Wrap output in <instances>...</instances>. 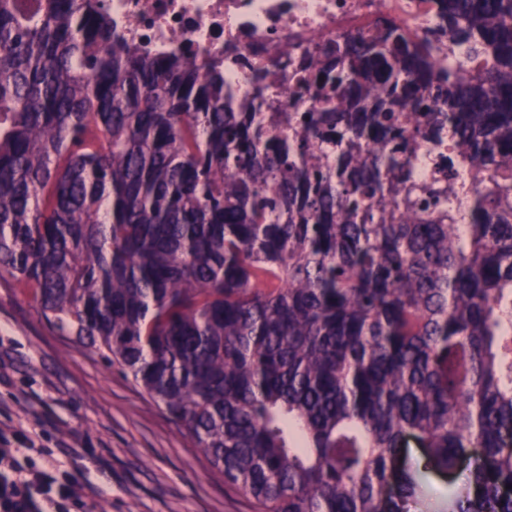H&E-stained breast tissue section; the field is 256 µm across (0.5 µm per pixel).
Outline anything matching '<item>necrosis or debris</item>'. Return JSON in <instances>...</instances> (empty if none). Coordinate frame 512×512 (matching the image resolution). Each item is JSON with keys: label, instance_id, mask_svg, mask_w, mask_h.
<instances>
[{"label": "necrosis or debris", "instance_id": "1", "mask_svg": "<svg viewBox=\"0 0 512 512\" xmlns=\"http://www.w3.org/2000/svg\"><path fill=\"white\" fill-rule=\"evenodd\" d=\"M411 32L437 23L432 0H103L112 17L114 44L152 55H184L203 69L218 67L236 97L251 96L264 72L279 79L265 105L294 113L322 102L298 87L297 68L310 55L375 17L377 2ZM291 50L295 64L281 66Z\"/></svg>", "mask_w": 512, "mask_h": 512}]
</instances>
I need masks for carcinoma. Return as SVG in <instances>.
I'll list each match as a JSON object with an SVG mask.
<instances>
[{
  "label": "carcinoma",
  "instance_id": "1",
  "mask_svg": "<svg viewBox=\"0 0 512 512\" xmlns=\"http://www.w3.org/2000/svg\"><path fill=\"white\" fill-rule=\"evenodd\" d=\"M434 2L312 58L285 141L101 0H0V279L258 512H512V0ZM384 10L413 33L438 22L431 0H384ZM413 173L415 178L420 181L430 180L435 175L434 154L431 148L427 147L425 141L420 142L419 148L415 152Z\"/></svg>",
  "mask_w": 512,
  "mask_h": 512
}]
</instances>
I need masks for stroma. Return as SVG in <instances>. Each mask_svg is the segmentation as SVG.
Masks as SVG:
<instances>
[{
    "instance_id": "obj_1",
    "label": "stroma",
    "mask_w": 512,
    "mask_h": 512,
    "mask_svg": "<svg viewBox=\"0 0 512 512\" xmlns=\"http://www.w3.org/2000/svg\"><path fill=\"white\" fill-rule=\"evenodd\" d=\"M0 431L33 439L18 455L22 467L54 460L102 489L96 499L78 490L68 512H256L105 350L62 335L5 280Z\"/></svg>"
}]
</instances>
